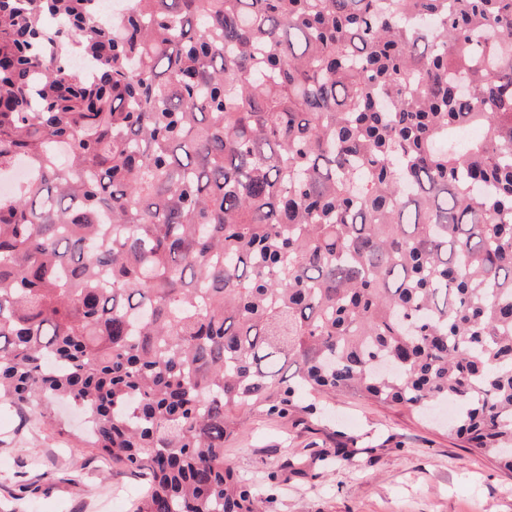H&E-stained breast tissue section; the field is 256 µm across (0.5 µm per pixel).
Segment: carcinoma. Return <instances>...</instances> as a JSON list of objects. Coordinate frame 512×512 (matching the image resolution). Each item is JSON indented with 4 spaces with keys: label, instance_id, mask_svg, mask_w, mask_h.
Masks as SVG:
<instances>
[{
    "label": "carcinoma",
    "instance_id": "carcinoma-1",
    "mask_svg": "<svg viewBox=\"0 0 512 512\" xmlns=\"http://www.w3.org/2000/svg\"><path fill=\"white\" fill-rule=\"evenodd\" d=\"M100 5L0 0V406H76L133 512H264L224 442L322 395L512 473V0Z\"/></svg>",
    "mask_w": 512,
    "mask_h": 512
}]
</instances>
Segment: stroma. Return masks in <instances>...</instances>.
Wrapping results in <instances>:
<instances>
[{
  "label": "stroma",
  "instance_id": "stroma-1",
  "mask_svg": "<svg viewBox=\"0 0 512 512\" xmlns=\"http://www.w3.org/2000/svg\"><path fill=\"white\" fill-rule=\"evenodd\" d=\"M25 407L0 409V512H131L143 479L107 468L73 430L79 416L61 409L68 430L31 422ZM447 405L415 414L349 395L327 402L324 417L250 416L224 445L241 474L266 483L279 475L267 512H512V473L463 448L448 433ZM347 442L352 460L315 478L288 470L292 448ZM36 492L20 495L19 483Z\"/></svg>",
  "mask_w": 512,
  "mask_h": 512
}]
</instances>
